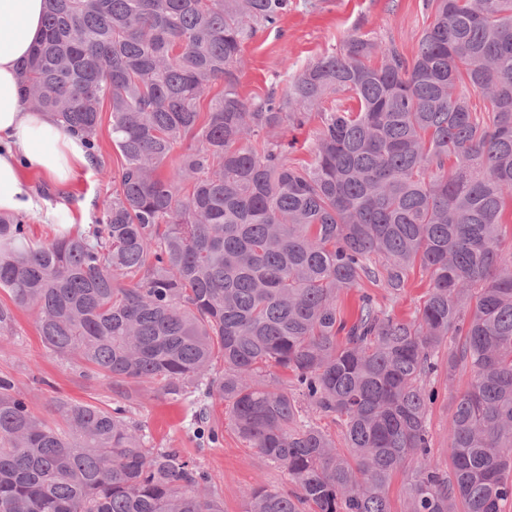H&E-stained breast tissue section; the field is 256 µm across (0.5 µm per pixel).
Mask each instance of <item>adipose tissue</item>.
Masks as SVG:
<instances>
[{"instance_id": "ef3b65f1", "label": "adipose tissue", "mask_w": 512, "mask_h": 512, "mask_svg": "<svg viewBox=\"0 0 512 512\" xmlns=\"http://www.w3.org/2000/svg\"><path fill=\"white\" fill-rule=\"evenodd\" d=\"M43 25L44 0H0L1 213L36 206L22 169L63 185L90 165L80 135L66 131L53 113L29 109L20 102L18 63L40 39Z\"/></svg>"}]
</instances>
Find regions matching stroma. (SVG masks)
<instances>
[{"label": "stroma", "instance_id": "obj_1", "mask_svg": "<svg viewBox=\"0 0 512 512\" xmlns=\"http://www.w3.org/2000/svg\"><path fill=\"white\" fill-rule=\"evenodd\" d=\"M425 21L423 0H289L288 11L278 24L259 30L246 44L238 90L244 98L252 99L272 86H286L309 62L337 51L344 38L354 32L394 40L406 55H413ZM22 176L39 204L38 210L27 216L32 236L38 240L50 234L46 217L59 212L67 214L69 223L92 224L112 187L110 179L98 176L91 168L63 186L30 169L23 170ZM426 287V275L417 270L399 295H389L366 282L342 295L341 306L344 312H353L359 295L367 292L396 314L408 316ZM1 375L12 378L35 415L48 421L53 418L54 401L60 398L107 408L112 405L108 389L83 377L80 370L64 367L48 353L37 333L35 317L28 311H17L12 335L0 336ZM470 382L467 371L452 381L443 373L435 379L438 398L429 412L431 451L444 467L450 462L452 395ZM135 417L145 424L154 444L182 449L212 475L224 498V512H244L245 491L258 481L282 487L287 484L282 470L265 464L232 428H225L221 444L200 448L189 427L190 412L182 404L151 393L137 407Z\"/></svg>", "mask_w": 512, "mask_h": 512}]
</instances>
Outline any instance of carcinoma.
<instances>
[{
    "mask_svg": "<svg viewBox=\"0 0 512 512\" xmlns=\"http://www.w3.org/2000/svg\"><path fill=\"white\" fill-rule=\"evenodd\" d=\"M22 101L85 135L102 112L122 158L93 224L42 242L0 214V335L34 312L46 349L112 392L36 417L0 376V512H224L209 473L157 448L129 413L153 391L224 428L294 485L259 482L245 512H502L512 501V0H426L411 58L350 35L282 93L246 100L238 71L288 0H46ZM479 102H473V96ZM209 99L208 112L199 110ZM319 121L313 158L286 127ZM183 147L169 175L161 173ZM430 286L400 318L414 265ZM291 372L292 388L275 369ZM467 370L431 460L434 378ZM337 423L348 451L319 424ZM319 122L317 117L312 118L310 123L301 129L288 128L284 131L285 141L293 143V149H288V158L291 160L303 161L309 159L307 151L308 146L312 142L315 135V130ZM427 282L426 275L418 268L411 275L407 288H404L398 296H391L384 289L364 282L361 286L352 288L347 294L341 296V306L346 314H350L357 305L359 295L367 292L372 294L379 304L393 309L399 316H409L426 291Z\"/></svg>",
    "mask_w": 512,
    "mask_h": 512,
    "instance_id": "cac0c4a2",
    "label": "carcinoma"
}]
</instances>
